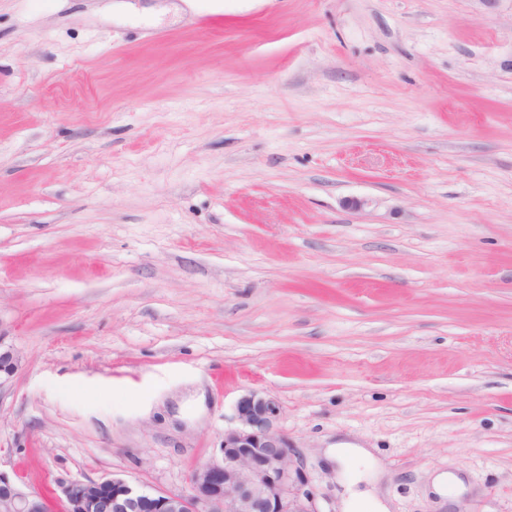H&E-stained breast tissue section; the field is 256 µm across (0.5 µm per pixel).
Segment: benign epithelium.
<instances>
[{
  "mask_svg": "<svg viewBox=\"0 0 512 512\" xmlns=\"http://www.w3.org/2000/svg\"><path fill=\"white\" fill-rule=\"evenodd\" d=\"M20 360L0 349V380ZM239 426L224 432L218 454L198 464L184 492H149L114 472L85 481L60 477L55 503L0 472V512H321L310 478L279 426V401L253 390L236 405Z\"/></svg>",
  "mask_w": 512,
  "mask_h": 512,
  "instance_id": "obj_1",
  "label": "benign epithelium"
}]
</instances>
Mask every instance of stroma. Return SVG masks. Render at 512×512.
Wrapping results in <instances>:
<instances>
[{"label": "stroma", "mask_w": 512, "mask_h": 512, "mask_svg": "<svg viewBox=\"0 0 512 512\" xmlns=\"http://www.w3.org/2000/svg\"><path fill=\"white\" fill-rule=\"evenodd\" d=\"M134 2L0 0V472L178 492L262 389L321 512H512V0Z\"/></svg>", "instance_id": "obj_1"}]
</instances>
